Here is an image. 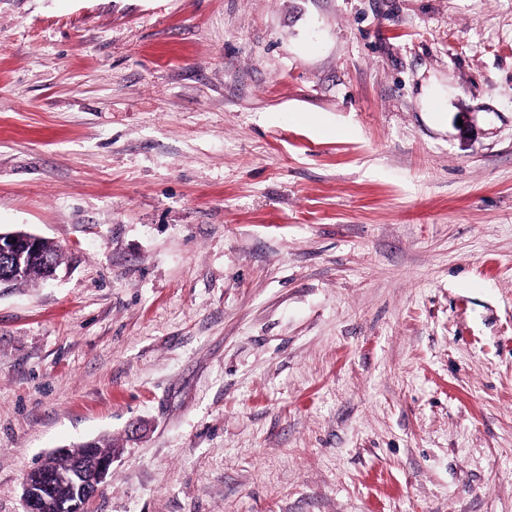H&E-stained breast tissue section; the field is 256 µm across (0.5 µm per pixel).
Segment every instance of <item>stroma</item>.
Segmentation results:
<instances>
[{"instance_id": "stroma-1", "label": "stroma", "mask_w": 512, "mask_h": 512, "mask_svg": "<svg viewBox=\"0 0 512 512\" xmlns=\"http://www.w3.org/2000/svg\"><path fill=\"white\" fill-rule=\"evenodd\" d=\"M0 512H512V0H0ZM41 239L44 238L32 233L18 235L0 232V254L2 252L11 255L17 263L22 264L26 259L27 252L32 251ZM12 240H15V243H12ZM61 258L62 254L56 245L41 240L37 250L28 256L21 271L12 272L11 286L17 287L49 278L50 265L55 266L57 270ZM73 448L66 453L49 457L41 465L44 464L45 468H51L59 474L70 475L78 470V464L89 452L107 456L89 455L79 466V471L82 473L84 480L80 498L75 496V499L67 504L66 510L68 512H81L84 501L98 492L112 467V447L103 446L100 441H90ZM57 473L44 472L41 476L25 477L23 482V498L26 512H39L41 496L39 488L42 487L44 481L55 482L58 480L60 477ZM43 491V512H62L60 505L70 495L72 486L57 483Z\"/></svg>"}]
</instances>
